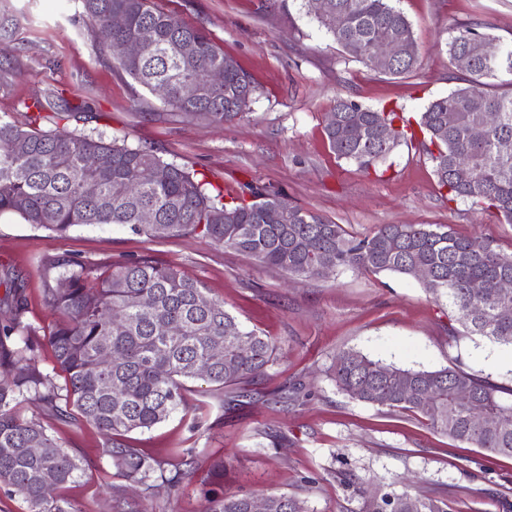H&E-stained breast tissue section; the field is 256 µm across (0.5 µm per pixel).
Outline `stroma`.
<instances>
[{
    "instance_id": "1",
    "label": "stroma",
    "mask_w": 512,
    "mask_h": 512,
    "mask_svg": "<svg viewBox=\"0 0 512 512\" xmlns=\"http://www.w3.org/2000/svg\"><path fill=\"white\" fill-rule=\"evenodd\" d=\"M184 24L205 31L254 79V102L234 121L208 124L162 110L149 114L148 92L100 56L80 13L81 0H0L14 36L0 54V118L25 122L32 99L58 107L90 103L93 118L68 129L97 130L106 140L147 145L223 190L249 183L281 191L289 203L367 235L382 224H446L457 236L493 239L512 253V224L471 203L449 201L420 145H400L382 175L336 158L324 135L337 96L416 119L457 82L446 42L462 22L512 39V0H398L412 24L418 65L386 76L348 57L298 0H155ZM150 256L176 266L222 301L243 327L270 337L279 352L252 384L250 400L189 382L183 408L148 430L126 434L132 447L175 466L194 451L195 475L177 489L156 487L148 512H205L206 477L224 462L228 494H289L310 512H354L357 498L341 474L421 496L453 491L450 512H502L512 500V460L430 430L424 419L356 401L331 378L337 352L353 350L405 369L456 363L512 387V348L451 334L446 298L420 281L389 273L342 270L317 280L288 278L277 268L202 238L151 241L118 225L76 227L60 237L16 215L0 216V276L11 273L28 300L36 330V367L64 384L48 333L59 314L47 304L52 260L96 265ZM306 395L288 403L294 385ZM64 447L88 462L84 480L62 489L80 512H107L120 484L93 425L62 420L34 398L19 407Z\"/></svg>"
}]
</instances>
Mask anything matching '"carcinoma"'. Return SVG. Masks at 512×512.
I'll list each match as a JSON object with an SVG mask.
<instances>
[{"instance_id":"carcinoma-1","label":"carcinoma","mask_w":512,"mask_h":512,"mask_svg":"<svg viewBox=\"0 0 512 512\" xmlns=\"http://www.w3.org/2000/svg\"><path fill=\"white\" fill-rule=\"evenodd\" d=\"M85 27L116 70L150 93L164 90L163 104L175 114L207 123H228L240 115L242 100L253 101L256 87L237 61L203 31L181 23L151 0H81ZM341 26L317 13L314 0L301 7L343 52L381 74L404 77L417 68L411 23L393 0H329ZM125 26L112 28V15ZM151 32L142 52L132 58L123 46L142 31ZM194 44L186 56L180 46ZM392 41L401 54L385 67L371 62L373 47ZM450 59L467 58L458 69L460 82L448 95L431 101L416 122L394 111H379L338 96L324 127L332 152L365 172L387 162L403 142L416 138V125L427 135L424 145L434 163L437 183L448 200L483 203L512 223V41L504 42L477 23H461L447 41ZM224 71V84H206L210 70ZM189 83L201 86L193 99L183 97ZM36 113L23 127L0 118V216L15 214L27 223L59 235L79 226L119 224L149 239L199 237L245 253L262 265L292 278L323 276V264L338 270L415 276L424 266L430 276L425 290L448 299L463 332L492 343L512 346V292L501 283L512 280V253L494 241L457 236L444 224H382L370 235L357 236L288 202L279 192L246 185L229 202L211 182L188 168L162 159L150 147L131 148L108 142L101 133L45 130L81 119L71 109L47 111L36 99ZM483 128L476 139L473 130ZM108 155L105 167L98 160ZM467 165L468 182L453 176ZM92 183L96 192L86 193ZM150 211L155 223H141ZM227 213L226 223L212 221ZM52 305L67 314L53 325L48 342L56 366L65 373L58 386L50 374L32 364L35 341L23 321L28 303L20 288H6L12 318L0 324V489L17 495L28 512H80L55 494L82 480L84 460L61 446L36 419L17 413L22 400L39 397L60 418L85 421L106 438L105 455L117 476L148 497L156 483L171 488L193 476V470L167 469L164 462L129 446L125 434L145 430L178 412L188 382L201 378L248 396V386L273 363L275 344L236 322L224 303L209 298L199 282L174 266L150 257L116 261L94 269L83 261L59 259ZM479 283L482 288L474 290ZM232 326L236 335L227 336ZM209 365L201 375L198 367ZM333 377L351 398L419 416L435 432L454 441L512 459V388H504L460 365L414 370L385 364L360 352L338 353ZM459 390L485 411L472 418L456 401ZM37 448L33 454L30 449ZM52 482L54 491H44ZM359 512H448V500L422 498L394 489L357 487ZM267 512H308L306 502L288 494L266 496ZM251 497L213 492L206 512H250ZM109 512H145L129 498L126 487H112Z\"/></svg>"}]
</instances>
